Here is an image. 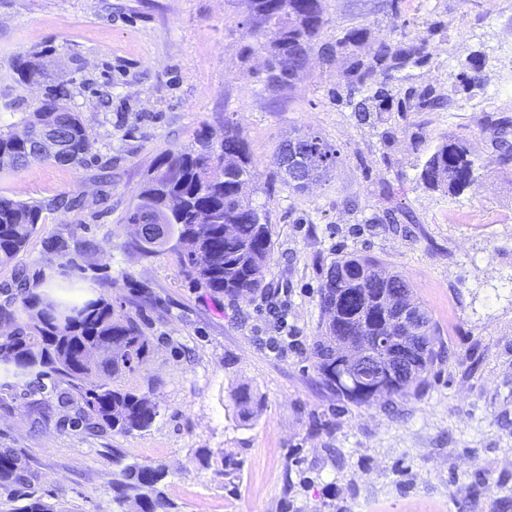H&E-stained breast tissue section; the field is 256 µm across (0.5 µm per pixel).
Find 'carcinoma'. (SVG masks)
<instances>
[{
    "instance_id": "obj_1",
    "label": "carcinoma",
    "mask_w": 512,
    "mask_h": 512,
    "mask_svg": "<svg viewBox=\"0 0 512 512\" xmlns=\"http://www.w3.org/2000/svg\"><path fill=\"white\" fill-rule=\"evenodd\" d=\"M252 18L262 25L256 33L268 38L270 54L285 64L291 77L308 63L313 41L323 24L322 0H249ZM433 31L422 37L393 43H377L370 57L356 59L344 73L350 93L369 86L377 72L386 80L399 78L411 64L429 56ZM367 37L365 28H352L323 47L325 57L356 47ZM67 90L50 88L33 100L25 120L28 136L0 131V171H18L32 160H50L43 154V134L55 129L66 139L64 165L83 164L89 154L88 131L66 102ZM387 98L384 89L361 98L355 112L362 120L376 102ZM499 160H512V126L493 127ZM315 142L319 173L336 164L337 151L322 138ZM236 159V168L212 175L215 163ZM475 161L461 138L442 141L423 164L420 180L428 187L455 196L476 182ZM258 179L247 144L232 123L224 124V136L203 138L196 148L163 155L145 178L138 202L126 220L138 224L149 251H164L171 240L183 272L215 294L254 296L264 291V271L273 250L271 225L266 212L246 195ZM43 205L0 195V266L18 256L42 218ZM411 306L418 318L393 343L412 365L407 376L384 378L382 393L405 396L425 382L441 351L436 349L438 328L428 311L416 302L413 288L403 275L384 273L376 260L359 254L344 255L331 264L321 285L319 307L327 320L312 346L314 365L326 385L356 404L377 400L375 379L352 375L341 354L343 345L371 346L375 337L388 333L389 302ZM0 379H11L29 395L46 390L42 379L55 377L52 390L62 389L61 404L79 401L76 423L87 430L130 433L148 428L156 417V404L134 389L113 385L112 379L137 371L145 361L150 341L130 314H118L104 293L82 301L58 298L47 292L20 289L0 303ZM35 473L16 451L0 449V488L16 502L27 499L25 489ZM166 470L160 466H127L121 479L112 482L115 497L130 493L139 499V512H171L173 505L160 490Z\"/></svg>"
}]
</instances>
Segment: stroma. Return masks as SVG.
Returning a JSON list of instances; mask_svg holds the SVG:
<instances>
[{"label":"stroma","instance_id":"obj_1","mask_svg":"<svg viewBox=\"0 0 512 512\" xmlns=\"http://www.w3.org/2000/svg\"><path fill=\"white\" fill-rule=\"evenodd\" d=\"M307 67L281 85L277 61L248 32L247 0H0V129L22 133L24 102L72 92L90 136L88 161H35L0 173V194L43 204V220L0 290L24 283L84 299L108 283L119 313L151 341L141 368L119 379L157 405L147 429L91 435L75 406L42 421L32 397L0 386V448L25 458L35 496L59 512H137L112 480L129 465L162 466L175 512H512V164L491 145L512 121V0H324ZM364 26L382 39L435 27L432 54L408 66L386 111L360 121L343 53L322 48ZM36 58L37 83L18 82ZM483 66L468 89L465 65ZM430 90L450 97L419 108ZM238 124L259 173L273 255L267 290L216 295L186 277L175 253L135 243L125 217L158 158ZM312 131L338 152L322 181L289 187L275 163ZM447 137L467 139L477 182L451 197L419 172ZM78 206H57L58 198ZM394 213V224L380 223ZM65 240L67 255L48 243ZM379 259L412 282L445 357L413 394L369 405L339 399L311 356L318 291L338 255ZM253 397L242 416L239 389Z\"/></svg>","mask_w":512,"mask_h":512}]
</instances>
